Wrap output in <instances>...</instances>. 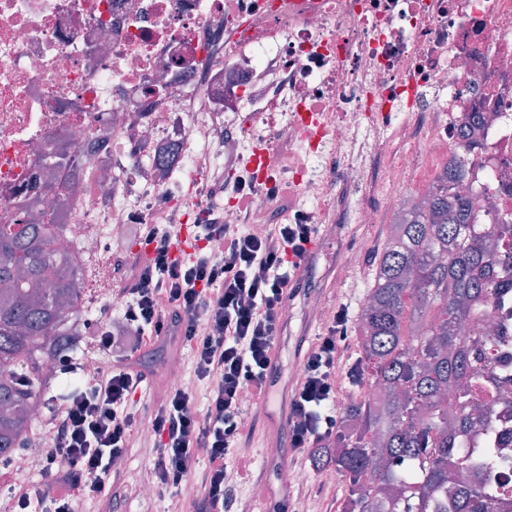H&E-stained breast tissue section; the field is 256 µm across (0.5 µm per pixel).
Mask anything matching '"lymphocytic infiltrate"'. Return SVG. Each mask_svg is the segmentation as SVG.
Returning a JSON list of instances; mask_svg holds the SVG:
<instances>
[{
	"label": "lymphocytic infiltrate",
	"instance_id": "lymphocytic-infiltrate-1",
	"mask_svg": "<svg viewBox=\"0 0 512 512\" xmlns=\"http://www.w3.org/2000/svg\"><path fill=\"white\" fill-rule=\"evenodd\" d=\"M157 221L150 259L127 291L124 318L131 338L101 326L92 339L116 354L173 335L189 345L194 374L207 384V406L196 408L188 386L161 395L149 417L156 489L179 497L192 476L199 486L193 512H230L233 480L251 473L241 394L249 392L267 412L276 403L267 382L269 355L286 329L288 289L318 228L276 224L265 233H246L226 225L220 210L211 207L195 227L198 247L192 259L180 262L170 255L166 216ZM349 333L345 312L337 311L300 361L302 376L288 401V447L294 455L312 453L336 435L339 368L346 361ZM145 382L141 373L116 369L96 385L66 395L43 482L20 496L11 512H29L35 501L43 512H75L79 502L99 497L106 488L120 499L124 479L112 463L125 453L137 428L132 404ZM201 455L207 465L192 473Z\"/></svg>",
	"mask_w": 512,
	"mask_h": 512
}]
</instances>
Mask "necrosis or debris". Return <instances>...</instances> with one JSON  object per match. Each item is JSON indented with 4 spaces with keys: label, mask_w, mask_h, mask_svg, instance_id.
<instances>
[{
    "label": "necrosis or debris",
    "mask_w": 512,
    "mask_h": 512,
    "mask_svg": "<svg viewBox=\"0 0 512 512\" xmlns=\"http://www.w3.org/2000/svg\"><path fill=\"white\" fill-rule=\"evenodd\" d=\"M267 148L270 186L247 159ZM466 162L475 231L512 224V0H0V225L46 224L63 194L86 264L194 180L228 224H378ZM485 314L491 425L467 434L484 512H512V250ZM58 428L37 402L9 460L37 472Z\"/></svg>",
    "instance_id": "obj_1"
}]
</instances>
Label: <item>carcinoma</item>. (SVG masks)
<instances>
[{
	"label": "carcinoma",
	"mask_w": 512,
	"mask_h": 512,
	"mask_svg": "<svg viewBox=\"0 0 512 512\" xmlns=\"http://www.w3.org/2000/svg\"><path fill=\"white\" fill-rule=\"evenodd\" d=\"M462 163L437 176L424 207L401 215L375 269L361 314L368 384L380 389L354 401L332 447L314 452L348 483L342 512H481L486 488L464 480L471 468L465 436L475 421L490 425L479 398L489 388L482 354L490 337L454 333L463 316L483 313L496 289L490 272L511 224L482 234L449 183ZM63 217L52 224L0 228V462L19 449L33 401L50 383L45 363L76 347L85 275L70 261ZM467 410L448 421V390Z\"/></svg>",
	"instance_id": "1"
}]
</instances>
